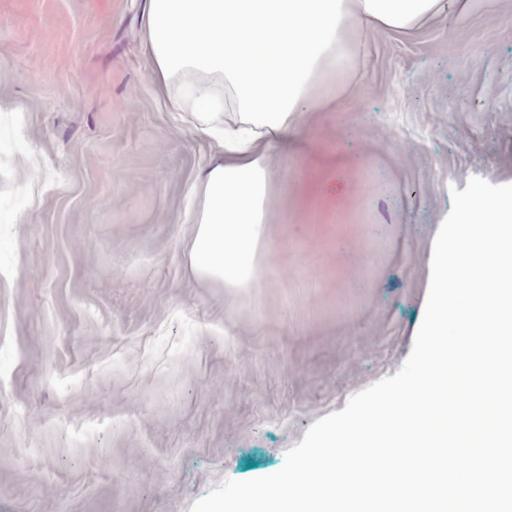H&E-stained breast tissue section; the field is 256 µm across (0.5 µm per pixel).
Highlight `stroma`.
Returning a JSON list of instances; mask_svg holds the SVG:
<instances>
[{
  "instance_id": "35a3bbf8",
  "label": "stroma",
  "mask_w": 512,
  "mask_h": 512,
  "mask_svg": "<svg viewBox=\"0 0 512 512\" xmlns=\"http://www.w3.org/2000/svg\"><path fill=\"white\" fill-rule=\"evenodd\" d=\"M143 0H0V512H190L395 375L451 189L512 183V0L356 38L272 180L254 277L190 256L214 154L168 112Z\"/></svg>"
}]
</instances>
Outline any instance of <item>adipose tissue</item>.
<instances>
[{
  "label": "adipose tissue",
  "instance_id": "adipose-tissue-1",
  "mask_svg": "<svg viewBox=\"0 0 512 512\" xmlns=\"http://www.w3.org/2000/svg\"><path fill=\"white\" fill-rule=\"evenodd\" d=\"M470 0H145L150 78L172 111L216 149L193 186L197 267L244 260L269 209L271 163L302 135L338 81L357 32L409 35Z\"/></svg>",
  "mask_w": 512,
  "mask_h": 512
}]
</instances>
